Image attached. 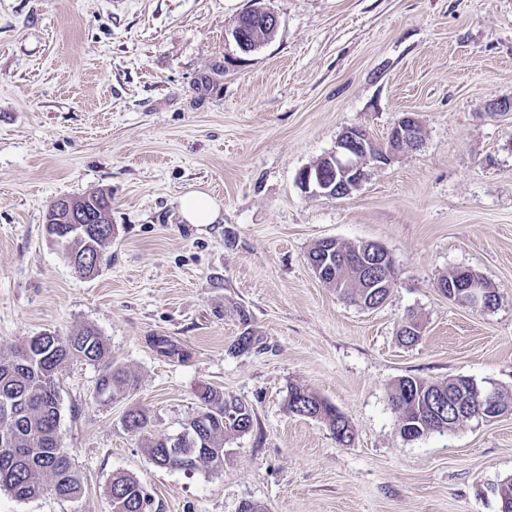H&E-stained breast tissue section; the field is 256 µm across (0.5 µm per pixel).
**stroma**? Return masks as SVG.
Masks as SVG:
<instances>
[{
	"label": "stroma",
	"mask_w": 512,
	"mask_h": 512,
	"mask_svg": "<svg viewBox=\"0 0 512 512\" xmlns=\"http://www.w3.org/2000/svg\"><path fill=\"white\" fill-rule=\"evenodd\" d=\"M265 2L279 28L244 54L230 32L251 0H0V346L90 325L139 378L103 403L98 368L70 363L59 437L83 494L0 492V512H112L116 471L161 512H499L512 410L406 441L388 393L467 376L512 395V112L488 109L512 97V0ZM406 112L419 149L343 198L300 187L346 128L383 145ZM95 190L116 233L85 278L45 216ZM196 190L215 223L183 221ZM325 238L388 252L381 307L318 280L307 255ZM459 268L491 284L494 309L439 291ZM410 314L422 332L407 346ZM247 328L258 347L232 353ZM203 386L246 401L251 431L225 440L222 470L156 467L126 413L177 433ZM294 386L349 419L350 445L289 411Z\"/></svg>",
	"instance_id": "stroma-1"
}]
</instances>
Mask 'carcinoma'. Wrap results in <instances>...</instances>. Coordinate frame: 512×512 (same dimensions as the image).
Returning <instances> with one entry per match:
<instances>
[{
    "instance_id": "carcinoma-1",
    "label": "carcinoma",
    "mask_w": 512,
    "mask_h": 512,
    "mask_svg": "<svg viewBox=\"0 0 512 512\" xmlns=\"http://www.w3.org/2000/svg\"><path fill=\"white\" fill-rule=\"evenodd\" d=\"M111 199L103 191L74 197L79 207L91 209ZM112 239L90 224L84 234L69 246L68 259H77L74 270L85 278L95 272L93 263L83 262V255L102 256ZM355 251V246L341 243L332 252L319 241L309 251L307 262L318 267L335 262L337 253ZM324 286L344 298L363 304L384 303L389 291L371 287L370 281L355 269L326 273ZM72 361H84L100 367L96 390L112 401L137 385L136 376L112 360L106 340L92 326H83L65 336L43 333L26 342L0 350V492L19 501L40 496L45 487L65 500H76L83 492L82 479L71 457L61 447L59 426V374ZM462 396L458 381L429 382L416 377H402L391 388L389 401L398 417L399 433L413 440L432 432H449L456 427L448 400ZM199 403L194 441L189 452L172 456L167 452L165 436L147 440L146 450L156 466L194 471L200 466L224 467V437L243 435L253 425V409L245 401L225 396L212 387L197 391ZM288 408L296 415L327 422L336 436L354 430L345 417L336 416V408L300 387L289 393ZM149 419L141 410H131L124 417L125 427L135 433L146 430ZM112 512H157L154 498L136 477L115 472L107 485Z\"/></svg>"
}]
</instances>
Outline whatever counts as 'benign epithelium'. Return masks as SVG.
Returning a JSON list of instances; mask_svg holds the SVG:
<instances>
[{"instance_id": "obj_1", "label": "benign epithelium", "mask_w": 512, "mask_h": 512, "mask_svg": "<svg viewBox=\"0 0 512 512\" xmlns=\"http://www.w3.org/2000/svg\"><path fill=\"white\" fill-rule=\"evenodd\" d=\"M256 15L264 18L269 27L267 38H272L279 27L278 15L265 3L252 5L238 17L231 31L235 44L244 53L253 52L265 44L259 36H249V19ZM422 143L421 123L412 113L397 120L384 148L376 145L365 129L350 127L340 134L336 150L324 157L326 165L316 164L305 169L299 176V184L306 192L343 198L361 186L370 170L387 165L395 154L405 149L415 150ZM57 204L58 210L66 211L65 223L48 224L46 228L50 230V236L62 244L69 236L80 233L82 225L98 224L102 220L100 215L85 208L74 209L68 197L59 198ZM492 292L482 279L473 275L463 282L448 284L444 295L481 309L486 307Z\"/></svg>"}]
</instances>
